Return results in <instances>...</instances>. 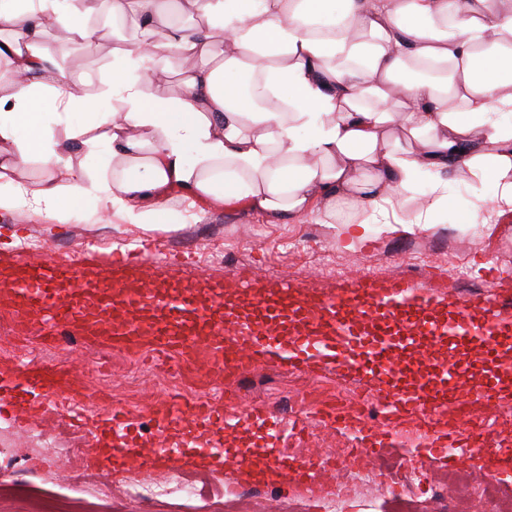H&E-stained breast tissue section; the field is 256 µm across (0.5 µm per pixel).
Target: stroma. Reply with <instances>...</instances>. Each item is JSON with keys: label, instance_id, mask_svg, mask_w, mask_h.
Returning <instances> with one entry per match:
<instances>
[{"label": "stroma", "instance_id": "35a3bbf8", "mask_svg": "<svg viewBox=\"0 0 512 512\" xmlns=\"http://www.w3.org/2000/svg\"><path fill=\"white\" fill-rule=\"evenodd\" d=\"M45 39L59 66L93 101L88 111L75 108L49 115L48 124L54 132L86 125L92 120V112L111 111L119 32L102 28L98 49L91 55L75 47L61 51L66 39L62 26L47 31ZM448 190L460 206L439 214L433 223H417L414 211L400 210L390 227L375 224L366 232L354 224L323 223L314 214L270 224L250 210L206 201L193 203L175 190L166 200V223L153 230L130 223L119 208L106 210L92 200L83 210L69 214H46L17 206L0 209V266L7 264L11 250L33 242L41 249L54 248L79 259L90 246L104 255L118 248L139 247L149 250L155 259L166 252L184 255L188 263L183 276L203 283L224 280L233 271L251 270L263 282L285 279L304 290H332L337 283L328 279L327 271L335 268L348 282L368 274L381 282L394 277L415 283L438 281L448 296L454 297L465 290H481L483 271L492 267L498 271L505 291L512 294V211L497 213L496 187L487 180L469 177L453 181ZM474 209L481 216L479 223L471 229L463 228V219ZM127 361V355L119 350L80 341L46 349L43 359L45 365L72 369L84 381L89 393L84 402L86 416L105 407L120 408L136 417L138 431L147 439L154 432L151 408L170 393L180 368L174 360L159 358L155 353L138 358L142 384L133 392L121 376ZM339 384L330 373L312 379L262 365L235 383L234 411L240 414L252 403L264 402L303 418L312 409L307 396L309 386L332 392ZM42 428L62 444L78 446L79 453L67 463L52 461L25 446L24 428H16L8 436L0 434V448L14 455L18 476L41 478L43 489L71 499L70 512H89L86 490L90 487L98 490L100 498L112 501L113 512H145L144 505L127 492L128 471L120 468L112 478L102 477V469L109 466L107 457L85 430L72 425L68 409H58L53 420L43 423ZM420 462L424 480L417 490V512H433L429 488L448 473L470 480L477 476L474 461L468 459L452 467L427 456Z\"/></svg>", "mask_w": 512, "mask_h": 512}]
</instances>
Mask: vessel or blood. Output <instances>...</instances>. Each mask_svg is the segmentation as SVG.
Segmentation results:
<instances>
[{
  "instance_id": "1",
  "label": "vessel or blood",
  "mask_w": 512,
  "mask_h": 512,
  "mask_svg": "<svg viewBox=\"0 0 512 512\" xmlns=\"http://www.w3.org/2000/svg\"><path fill=\"white\" fill-rule=\"evenodd\" d=\"M154 276L153 268L133 250L92 265L52 252L34 261L20 251L0 281V309L13 313L23 332L31 316H42L50 324L47 345L66 333L134 355L152 347L177 359L197 378L208 369L232 381L263 363L290 373L331 370L357 382L370 377L378 382L375 397L390 415L426 416L447 406L468 419L498 400L501 384L494 377L474 394L459 388L468 367L455 353L474 343L485 344L488 360L498 371L512 369V358L497 349L501 339L512 336V300L499 293L500 281L493 275L483 290L451 304L432 287L399 278H360L330 292H305L285 280L262 284L237 273L207 284L175 278L162 288L153 287ZM422 336L432 343L447 342L448 356L422 354ZM417 352L426 371L416 377L405 357ZM7 379V386H0V400L17 405L23 423L45 415L48 399L77 408L86 398L79 377L64 368L26 363L11 369ZM246 416L266 429L268 437L277 436V423L265 405H251ZM322 416L331 429L358 434L354 459L360 463L371 462L379 448L397 439L391 427L368 430L362 415L353 411L329 406ZM223 418L222 408L174 396L155 411L153 440L137 439L119 409L101 418L91 435L106 440L109 454L121 465L147 472L174 455L188 460L202 455L193 440L170 443V430L202 428ZM421 451L451 464L467 455L478 461L482 474L512 463V455L502 449L473 447L453 426L434 429ZM262 454L251 443L215 452L225 465L255 477L263 472L255 465ZM268 470L295 485L335 476L319 452L303 460L277 459Z\"/></svg>"
}]
</instances>
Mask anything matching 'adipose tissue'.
Wrapping results in <instances>:
<instances>
[{
    "label": "adipose tissue",
    "instance_id": "obj_1",
    "mask_svg": "<svg viewBox=\"0 0 512 512\" xmlns=\"http://www.w3.org/2000/svg\"><path fill=\"white\" fill-rule=\"evenodd\" d=\"M0 0V208L60 213L94 197L158 223L166 193L271 223L340 208L366 227L409 203L431 222L449 180H491L512 208V0H102L122 37L106 139L57 136L47 106L91 107L43 41L57 0ZM112 160L94 180L72 148ZM43 177L17 175L30 161ZM428 180L418 196L414 187Z\"/></svg>",
    "mask_w": 512,
    "mask_h": 512
}]
</instances>
